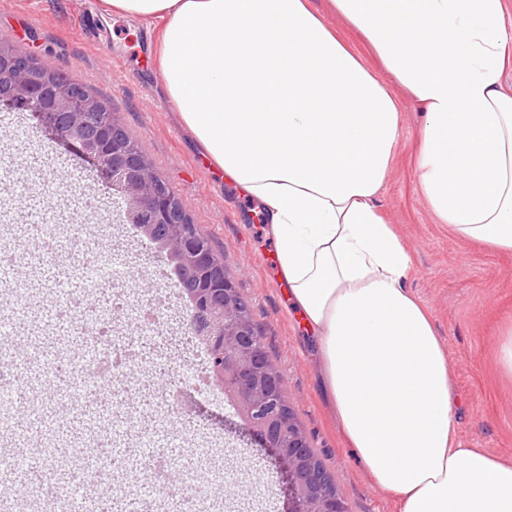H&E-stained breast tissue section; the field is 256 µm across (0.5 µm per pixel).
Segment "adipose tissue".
Returning <instances> with one entry per match:
<instances>
[{
	"label": "adipose tissue",
	"instance_id": "obj_1",
	"mask_svg": "<svg viewBox=\"0 0 512 512\" xmlns=\"http://www.w3.org/2000/svg\"><path fill=\"white\" fill-rule=\"evenodd\" d=\"M157 24L160 78L201 156L263 213L341 433L400 512H512V462L456 436L458 398L411 257L376 204L400 136L390 75L422 117L436 221L512 250V14L504 0H101ZM326 21L329 25L336 28V31L345 37L351 49L361 58L366 66L377 69L376 61L369 54L366 47L352 33L345 29L342 21L337 16L335 17L333 15H327Z\"/></svg>",
	"mask_w": 512,
	"mask_h": 512
}]
</instances>
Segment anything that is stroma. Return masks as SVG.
Listing matches in <instances>:
<instances>
[{
	"label": "stroma",
	"mask_w": 512,
	"mask_h": 512,
	"mask_svg": "<svg viewBox=\"0 0 512 512\" xmlns=\"http://www.w3.org/2000/svg\"><path fill=\"white\" fill-rule=\"evenodd\" d=\"M1 39L71 73L116 112L231 268L291 405L349 512H399L336 424L301 322L288 311L276 270L262 261L274 243L250 217L248 200L203 164L188 133L173 121L161 87L156 28L102 14L100 0H0ZM386 85L399 103L401 136L378 204L410 251L406 286L430 314L447 352L460 403L459 437L467 447L512 461V379L501 374L497 360L501 329L512 321V252L462 241L448 225L435 223L414 175L418 108L394 80ZM1 154L12 158L19 179L0 187V203L18 199L36 181L46 187L56 218L85 228L88 243L111 253L121 277L95 293L101 307L123 303L112 333L134 339L139 360L127 378L128 401L143 402L162 373H180L171 329L158 326L147 334L137 326L145 296L164 293V283L150 276L161 262L158 248L123 222L100 173L75 170L77 151L57 142L32 115L0 110ZM178 405L182 417L168 422L171 445L163 450L173 460L166 478L171 491L181 492L190 474L186 462L204 446L213 451L210 466L224 475L222 486L209 489L222 498V512H288L279 469L267 449L230 423L223 393L186 385Z\"/></svg>",
	"instance_id": "1"
}]
</instances>
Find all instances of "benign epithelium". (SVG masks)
<instances>
[{"label":"benign epithelium","instance_id":"7a95c632","mask_svg":"<svg viewBox=\"0 0 512 512\" xmlns=\"http://www.w3.org/2000/svg\"><path fill=\"white\" fill-rule=\"evenodd\" d=\"M0 106L30 112L52 130L55 137L76 146L93 159L108 179L125 181L128 195L154 209L160 223L174 204L172 190L155 171L140 163L135 174L112 162L126 152L107 156L83 138L82 124L97 107L72 88H59L49 106L33 92L28 75L20 72L12 92L0 97ZM170 251L194 260L195 247L186 234L168 237ZM200 302L209 308L205 338L212 347L210 372L213 386L224 392L235 414L247 426L260 446L273 451L288 487V512H347L346 504L328 476L309 454L306 440L299 435L293 415L279 410V377L266 366H259L254 348L244 344L250 323L239 312L236 289L224 282V297L217 302L203 294Z\"/></svg>","mask_w":512,"mask_h":512}]
</instances>
